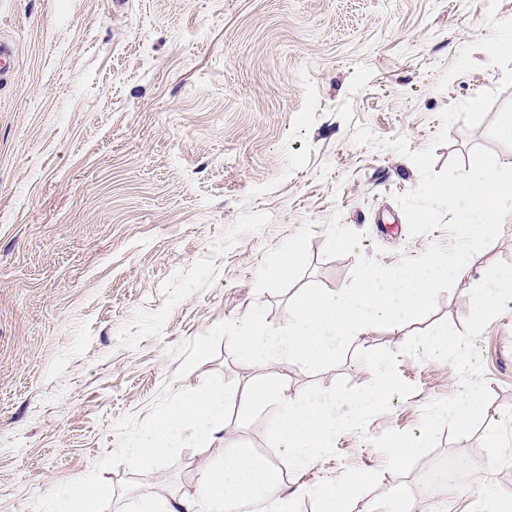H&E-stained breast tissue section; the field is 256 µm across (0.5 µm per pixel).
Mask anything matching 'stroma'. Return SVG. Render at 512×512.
Listing matches in <instances>:
<instances>
[{
    "mask_svg": "<svg viewBox=\"0 0 512 512\" xmlns=\"http://www.w3.org/2000/svg\"><path fill=\"white\" fill-rule=\"evenodd\" d=\"M487 11L488 0H0V38L14 48L0 76V512H32L36 496L88 474L115 450L114 422L146 418L163 390L212 374L237 387L274 375L292 394L341 376L370 381L351 350L312 375L223 347L181 378L168 350L257 302L284 326L309 283L342 290L356 258L324 257L333 213L362 233L361 253L382 247L386 266L449 243L442 228L409 235L395 197L419 183L412 161L353 133L363 124L419 151L442 111L498 88L502 71L481 51L477 69L436 88L459 50L488 36ZM509 113L512 87L477 128L453 124L434 172L477 145L512 160V140L494 134ZM291 245L288 277L262 279ZM498 261L512 263V220L435 313L374 329L362 349L399 350L442 319L463 330L471 289ZM475 344L491 403L467 439L472 466L441 497L421 481L458 456L445 435L400 476L359 435L341 434L334 456L284 470L289 488L377 470L369 500L400 485L414 512H480L512 492V301ZM398 373L415 391L392 396L369 434L417 431L423 408L458 388L445 362L403 356ZM223 448H186L145 474L104 471L113 512L145 494L192 495Z\"/></svg>",
    "mask_w": 512,
    "mask_h": 512,
    "instance_id": "1",
    "label": "stroma"
}]
</instances>
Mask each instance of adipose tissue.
Returning <instances> with one entry per match:
<instances>
[{
  "label": "adipose tissue",
  "mask_w": 512,
  "mask_h": 512,
  "mask_svg": "<svg viewBox=\"0 0 512 512\" xmlns=\"http://www.w3.org/2000/svg\"><path fill=\"white\" fill-rule=\"evenodd\" d=\"M356 486L355 480L345 477L330 488L313 484L300 493L288 491L280 467L255 460L247 449L228 439L223 462L203 470L194 495L163 500L145 496L135 512H225L228 505L260 500L269 503L270 512H301L306 497L319 503V512H347L356 499Z\"/></svg>",
  "instance_id": "1"
}]
</instances>
